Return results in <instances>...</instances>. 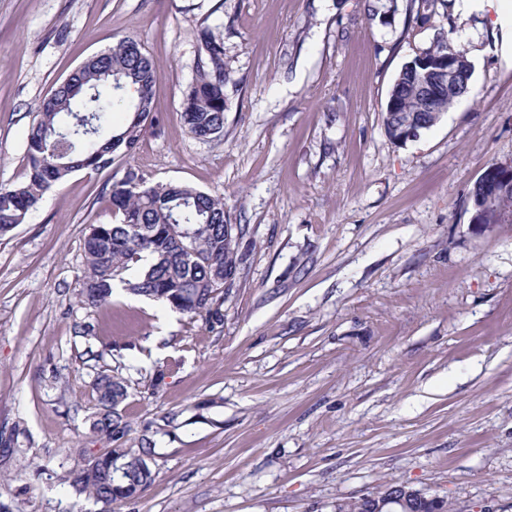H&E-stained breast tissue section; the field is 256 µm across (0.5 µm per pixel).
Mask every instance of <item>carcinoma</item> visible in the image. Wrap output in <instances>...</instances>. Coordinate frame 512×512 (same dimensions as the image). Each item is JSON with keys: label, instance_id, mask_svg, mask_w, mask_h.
I'll return each mask as SVG.
<instances>
[{"label": "carcinoma", "instance_id": "1", "mask_svg": "<svg viewBox=\"0 0 512 512\" xmlns=\"http://www.w3.org/2000/svg\"><path fill=\"white\" fill-rule=\"evenodd\" d=\"M199 37L207 61L197 70L181 116L194 136L209 139L224 133V85L230 75L224 64V41L208 26L201 28ZM427 54L450 59L459 86L457 92L429 103L420 90L423 71L412 61L406 63L382 119L386 135L398 145L406 144L401 131L405 121L411 118L429 129L470 92L472 64L464 48L443 37L427 47ZM156 80L141 44L124 36L73 70L38 104L27 135L26 179L0 187V237L26 223L44 195L71 173L101 171L111 167L115 157L131 155L149 118L139 109L152 104ZM128 88L135 98L126 106V123L116 127L114 98ZM108 195L115 222L87 227L80 302L93 307L107 304L118 279L129 293L160 301L191 319L222 321L224 276L232 275L238 265L235 240L224 237V225L231 220L223 199L189 186L150 185L132 167L111 184ZM495 206L505 216L503 223L512 224L511 185L499 184ZM128 271L131 276L123 277ZM91 386L97 411L89 428L109 444L107 457L69 469L61 481L76 495L101 504V512H112V505L136 497L154 481L155 442L144 434L134 447H110L132 431L122 412L128 385L104 369L96 373ZM336 512H372V501L363 497L338 503Z\"/></svg>", "mask_w": 512, "mask_h": 512}]
</instances>
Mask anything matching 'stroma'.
Listing matches in <instances>:
<instances>
[{"label":"stroma","mask_w":512,"mask_h":512,"mask_svg":"<svg viewBox=\"0 0 512 512\" xmlns=\"http://www.w3.org/2000/svg\"><path fill=\"white\" fill-rule=\"evenodd\" d=\"M488 0H0V186L27 175L37 104L122 35L157 73L130 156L82 169L0 237V504L97 512L58 485L99 453L100 366L128 384L154 482L115 512H336L390 484L449 512H512V225L480 233L471 190L512 165V26ZM210 27L224 135L182 103ZM465 44L470 94L394 144V80L437 32ZM223 198L244 231L221 322L115 287L80 305L87 225L127 166ZM90 338L76 336L81 324ZM110 345L102 362L86 345Z\"/></svg>","instance_id":"35a3bbf8"}]
</instances>
